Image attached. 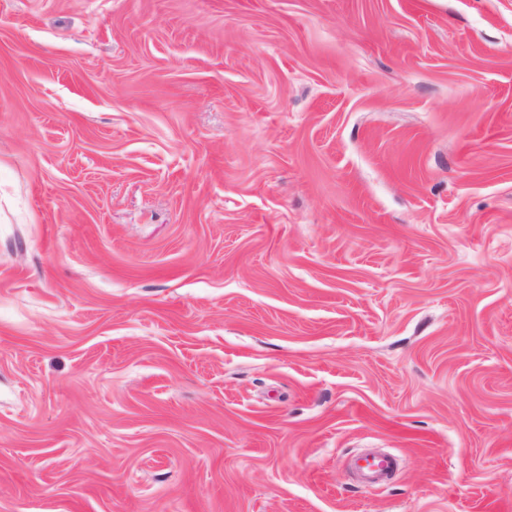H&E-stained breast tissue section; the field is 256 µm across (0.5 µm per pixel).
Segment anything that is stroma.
<instances>
[{"mask_svg": "<svg viewBox=\"0 0 512 512\" xmlns=\"http://www.w3.org/2000/svg\"><path fill=\"white\" fill-rule=\"evenodd\" d=\"M0 512H512V0H0ZM354 460L356 468L365 476L367 486L371 487L380 484L396 463V458L390 454L357 456Z\"/></svg>", "mask_w": 512, "mask_h": 512, "instance_id": "35a3bbf8", "label": "stroma"}]
</instances>
